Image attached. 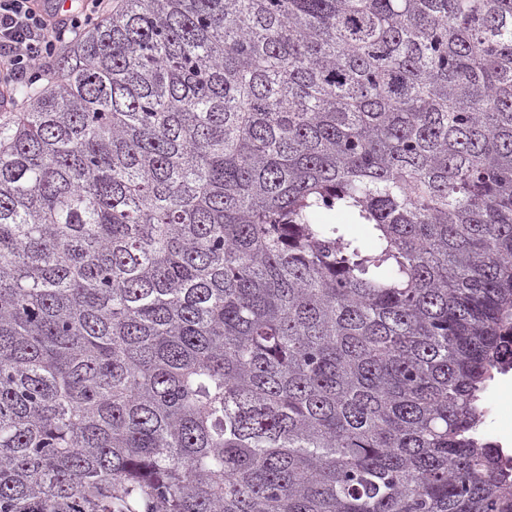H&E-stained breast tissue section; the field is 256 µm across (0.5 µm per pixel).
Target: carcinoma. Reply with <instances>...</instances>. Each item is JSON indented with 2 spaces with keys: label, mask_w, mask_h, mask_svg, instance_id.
<instances>
[{
  "label": "carcinoma",
  "mask_w": 512,
  "mask_h": 512,
  "mask_svg": "<svg viewBox=\"0 0 512 512\" xmlns=\"http://www.w3.org/2000/svg\"><path fill=\"white\" fill-rule=\"evenodd\" d=\"M18 93L0 512H512V0H117ZM498 396L509 405L510 412L509 416L506 419L498 420L496 416L487 412L485 415L484 424L481 429L485 430H497L500 438L490 441L492 444L503 448V444L501 442L502 439L510 441L512 440V389L510 381H503L500 389L497 391Z\"/></svg>",
  "instance_id": "cac0c4a2"
}]
</instances>
